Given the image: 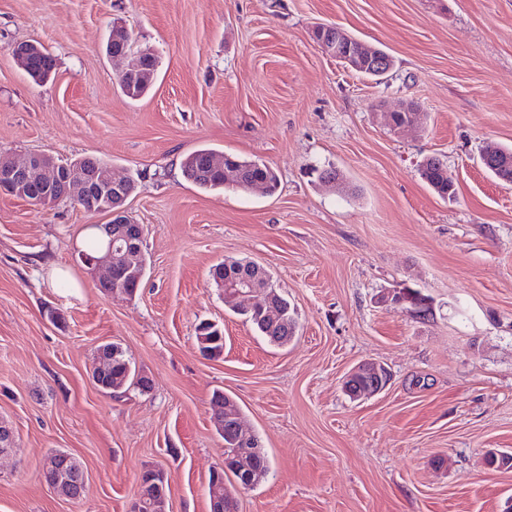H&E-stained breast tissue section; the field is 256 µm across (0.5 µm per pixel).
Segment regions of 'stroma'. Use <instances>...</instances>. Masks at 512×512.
<instances>
[{
	"label": "stroma",
	"instance_id": "1",
	"mask_svg": "<svg viewBox=\"0 0 512 512\" xmlns=\"http://www.w3.org/2000/svg\"><path fill=\"white\" fill-rule=\"evenodd\" d=\"M116 20L157 55L137 100L105 52ZM322 24L394 68L347 70L315 43ZM24 41L54 56L49 82L13 57ZM403 103L419 127L400 136L387 114ZM490 142L512 146V0H0V153L134 178L147 261L134 297L104 296L74 254L106 215L0 194V422L17 448L0 512H130L146 468L169 481L166 512H209L217 389L270 460L238 512H505L512 469L485 456L512 450V185L481 164ZM205 147L268 164L278 191L190 183L182 161ZM430 155L455 196L421 179ZM330 167L345 189L320 181ZM227 260L271 275L295 311L288 345L225 307L212 271ZM396 288L430 314L379 303ZM204 320L224 331L220 358L197 350ZM107 342L150 391L95 386ZM366 361L390 381L350 400L342 379ZM55 451L87 473L84 499L43 483Z\"/></svg>",
	"mask_w": 512,
	"mask_h": 512
}]
</instances>
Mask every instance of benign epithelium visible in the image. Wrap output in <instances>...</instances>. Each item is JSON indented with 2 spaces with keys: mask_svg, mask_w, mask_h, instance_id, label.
<instances>
[{
  "mask_svg": "<svg viewBox=\"0 0 512 512\" xmlns=\"http://www.w3.org/2000/svg\"><path fill=\"white\" fill-rule=\"evenodd\" d=\"M319 46L329 56L344 63L355 72L369 70L385 74L391 69L386 52L352 39L339 29L319 40ZM107 54L122 62L118 78L127 84L135 79L139 85L151 84L143 76L152 70L155 54L149 49L135 46L131 35L118 20L112 23V33L107 42ZM0 191L25 198L31 205L42 207L68 197L84 204L91 213L108 217L99 225L104 236L100 251L94 256L78 251V260L92 275L96 286L107 296L122 294L133 296L137 285L143 281L144 254L135 243L144 237V228L130 215L126 202L133 194L131 180L107 168L104 173L78 160L59 164L43 153H31L22 158L0 155ZM230 305L250 312L259 310L271 321H283V313L258 297L261 290L253 281H239L232 285ZM388 383V373L376 363H363L344 378L343 388L354 400L369 398L382 392ZM42 473L52 476L48 483L59 496L80 501L85 495V471L68 453L53 452L43 463ZM168 491V479L160 470L141 472L131 512H141L151 495Z\"/></svg>",
  "mask_w": 512,
  "mask_h": 512,
  "instance_id": "7a95c632",
  "label": "benign epithelium"
}]
</instances>
